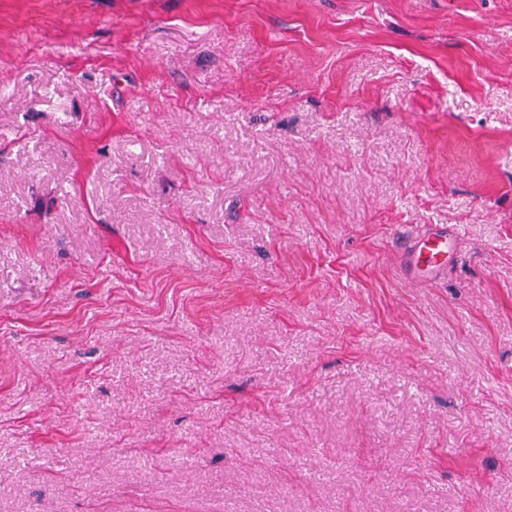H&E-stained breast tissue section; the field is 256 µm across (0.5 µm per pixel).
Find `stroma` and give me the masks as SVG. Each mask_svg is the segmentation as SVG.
<instances>
[{"label":"stroma","mask_w":512,"mask_h":512,"mask_svg":"<svg viewBox=\"0 0 512 512\" xmlns=\"http://www.w3.org/2000/svg\"><path fill=\"white\" fill-rule=\"evenodd\" d=\"M0 512H512V0H0ZM450 234L444 227H436L401 244L402 255L414 270H425L429 274L441 271L447 264Z\"/></svg>","instance_id":"35a3bbf8"}]
</instances>
